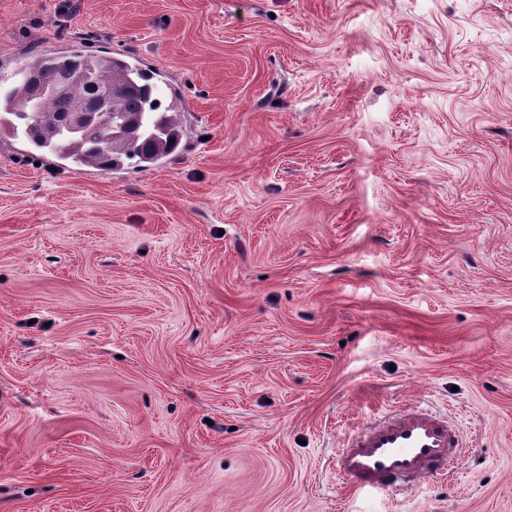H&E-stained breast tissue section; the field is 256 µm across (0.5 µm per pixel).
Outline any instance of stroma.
Wrapping results in <instances>:
<instances>
[{"label":"stroma","instance_id":"35a3bbf8","mask_svg":"<svg viewBox=\"0 0 512 512\" xmlns=\"http://www.w3.org/2000/svg\"><path fill=\"white\" fill-rule=\"evenodd\" d=\"M0 0V74L129 55L181 140L0 129V512H512V0ZM448 416L453 475L339 438ZM459 447L448 420L412 405L346 435L336 471L353 492L398 490L445 476Z\"/></svg>","mask_w":512,"mask_h":512}]
</instances>
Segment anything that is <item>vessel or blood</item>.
I'll list each match as a JSON object with an SVG mask.
<instances>
[{
	"mask_svg": "<svg viewBox=\"0 0 512 512\" xmlns=\"http://www.w3.org/2000/svg\"><path fill=\"white\" fill-rule=\"evenodd\" d=\"M459 446L447 420L412 405L346 435L336 470L354 492L398 490L445 476Z\"/></svg>",
	"mask_w": 512,
	"mask_h": 512,
	"instance_id": "obj_1",
	"label": "vessel or blood"
}]
</instances>
